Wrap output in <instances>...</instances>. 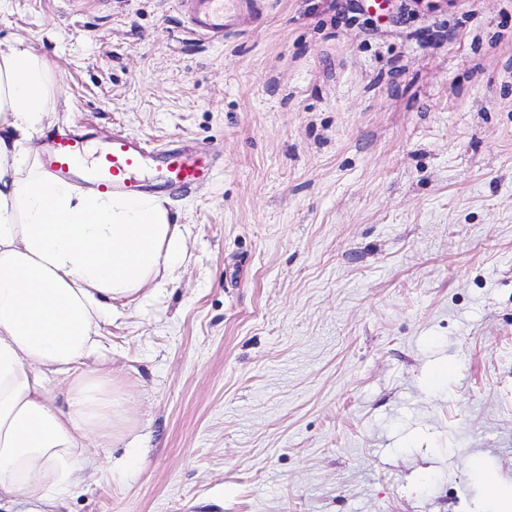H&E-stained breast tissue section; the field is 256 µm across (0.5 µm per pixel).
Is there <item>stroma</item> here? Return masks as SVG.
Masks as SVG:
<instances>
[{
  "instance_id": "stroma-1",
  "label": "stroma",
  "mask_w": 512,
  "mask_h": 512,
  "mask_svg": "<svg viewBox=\"0 0 512 512\" xmlns=\"http://www.w3.org/2000/svg\"><path fill=\"white\" fill-rule=\"evenodd\" d=\"M36 136L209 149L175 281L101 326L144 448L61 512H483L512 485V0H8ZM481 458L483 472L471 468ZM187 22L199 36L224 38V0H188ZM485 503L484 512H511L512 486L509 492H505L499 481L488 477L485 482Z\"/></svg>"
}]
</instances>
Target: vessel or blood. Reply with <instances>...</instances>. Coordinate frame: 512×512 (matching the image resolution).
I'll return each mask as SVG.
<instances>
[{
	"label": "vessel or blood",
	"mask_w": 512,
	"mask_h": 512,
	"mask_svg": "<svg viewBox=\"0 0 512 512\" xmlns=\"http://www.w3.org/2000/svg\"><path fill=\"white\" fill-rule=\"evenodd\" d=\"M190 30L212 40L224 36V0H188ZM84 137L61 138L47 165L64 180L76 178L101 190L137 195L155 186L190 189L210 178L212 166L202 154L176 149L148 151L129 135H115L95 158L87 156Z\"/></svg>",
	"instance_id": "vessel-or-blood-1"
}]
</instances>
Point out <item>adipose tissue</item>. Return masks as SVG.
I'll return each instance as SVG.
<instances>
[{
    "mask_svg": "<svg viewBox=\"0 0 512 512\" xmlns=\"http://www.w3.org/2000/svg\"><path fill=\"white\" fill-rule=\"evenodd\" d=\"M55 113L48 61L0 41V512H56L87 439L143 443L121 376L95 363L100 325L187 252L164 194L83 191L44 170L31 142Z\"/></svg>",
    "mask_w": 512,
    "mask_h": 512,
    "instance_id": "obj_1",
    "label": "adipose tissue"
}]
</instances>
